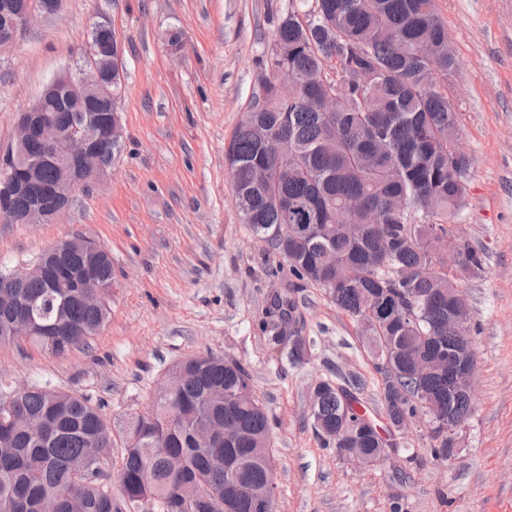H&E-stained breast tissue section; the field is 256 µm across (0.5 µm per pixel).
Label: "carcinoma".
<instances>
[{
    "label": "carcinoma",
    "instance_id": "1",
    "mask_svg": "<svg viewBox=\"0 0 512 512\" xmlns=\"http://www.w3.org/2000/svg\"><path fill=\"white\" fill-rule=\"evenodd\" d=\"M265 52L276 76L259 92L225 148L234 204L242 223L265 239L288 265L291 281L328 289L336 307L353 320H371L368 341L382 376L381 406L388 426L405 417L435 423L448 416V376L442 354L474 324L457 331L448 310L460 292L448 266L433 257L438 240L455 236L471 160L455 150L457 112L448 98V73L457 60L448 26L434 0H299L282 15ZM296 93L285 99L277 75ZM42 108L61 126L73 113L57 94ZM59 168H41L25 194L13 201L23 214L32 201L51 213ZM277 196L275 207L268 198ZM308 224L305 236L291 225ZM460 260L484 271L485 254L458 244ZM50 274L0 289V345L19 337L10 324L30 302L41 328L29 340L55 357L89 347L108 321V300L87 306L67 287V275L90 271L112 288V259L95 241L49 258ZM408 277L393 279L392 269ZM257 325L268 343H285L295 328L288 359L305 363L311 341L290 298L274 293ZM181 393L155 399L115 438L103 404L47 387L0 395V512H40L42 500L58 512H177L171 491L199 488L224 498V467L210 448L195 447V432L221 416L248 433L236 446L237 478H261L262 448H273L271 425L240 361L189 356ZM317 390L313 431L324 448L392 447L363 410V379L336 374ZM120 448L110 460L112 449ZM117 468L119 496L103 468Z\"/></svg>",
    "mask_w": 512,
    "mask_h": 512
}]
</instances>
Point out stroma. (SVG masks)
<instances>
[{
  "label": "stroma",
  "mask_w": 512,
  "mask_h": 512,
  "mask_svg": "<svg viewBox=\"0 0 512 512\" xmlns=\"http://www.w3.org/2000/svg\"><path fill=\"white\" fill-rule=\"evenodd\" d=\"M292 0H63L0 48V151L21 112L58 74H78L94 24L109 25L125 65L122 151L59 221L1 224L0 269L25 270L57 241L95 239L112 255L111 317L85 351L0 346V394L50 387L103 403L113 429L152 406L183 357L244 363L272 422L276 512H512V0H435L457 67L448 95L471 160L458 235L486 256L460 281L476 323L474 410L452 462L431 455L424 423L392 434L373 467L319 446L309 388L337 371L366 379L381 419V377L360 326L322 289L289 287L288 269L242 224L224 144L265 71L264 52ZM185 46L173 53L167 30ZM295 300L315 345L292 366L257 326L274 291Z\"/></svg>",
  "instance_id": "stroma-1"
}]
</instances>
